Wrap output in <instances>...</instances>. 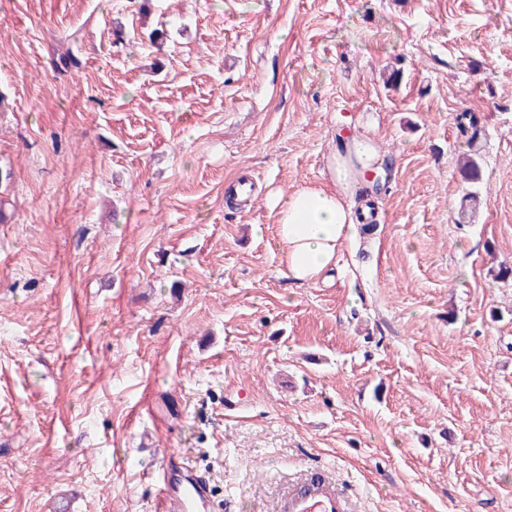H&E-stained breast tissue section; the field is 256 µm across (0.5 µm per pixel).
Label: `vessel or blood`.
Listing matches in <instances>:
<instances>
[{"label":"vessel or blood","instance_id":"obj_1","mask_svg":"<svg viewBox=\"0 0 512 512\" xmlns=\"http://www.w3.org/2000/svg\"><path fill=\"white\" fill-rule=\"evenodd\" d=\"M157 512H205L213 497L210 483L190 468L161 474ZM278 512H348V502L329 478L310 475L288 489L277 504Z\"/></svg>","mask_w":512,"mask_h":512}]
</instances>
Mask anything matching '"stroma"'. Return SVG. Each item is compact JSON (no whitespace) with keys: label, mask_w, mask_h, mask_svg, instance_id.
I'll return each mask as SVG.
<instances>
[{"label":"stroma","mask_w":512,"mask_h":512,"mask_svg":"<svg viewBox=\"0 0 512 512\" xmlns=\"http://www.w3.org/2000/svg\"><path fill=\"white\" fill-rule=\"evenodd\" d=\"M347 136L375 229L295 286L271 198ZM503 265L512 0H0V512H156L170 459L214 512L311 466L349 512H512Z\"/></svg>","instance_id":"stroma-1"}]
</instances>
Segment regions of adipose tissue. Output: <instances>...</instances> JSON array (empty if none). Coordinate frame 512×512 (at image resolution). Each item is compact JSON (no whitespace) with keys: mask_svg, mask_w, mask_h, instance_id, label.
<instances>
[{"mask_svg":"<svg viewBox=\"0 0 512 512\" xmlns=\"http://www.w3.org/2000/svg\"><path fill=\"white\" fill-rule=\"evenodd\" d=\"M383 160L373 141L346 144L344 153L331 161L340 191L302 187L275 200L278 210L277 236L285 252L289 278L305 285L317 282L331 268L354 227V192L359 176L381 169Z\"/></svg>","mask_w":512,"mask_h":512,"instance_id":"obj_1","label":"adipose tissue"}]
</instances>
